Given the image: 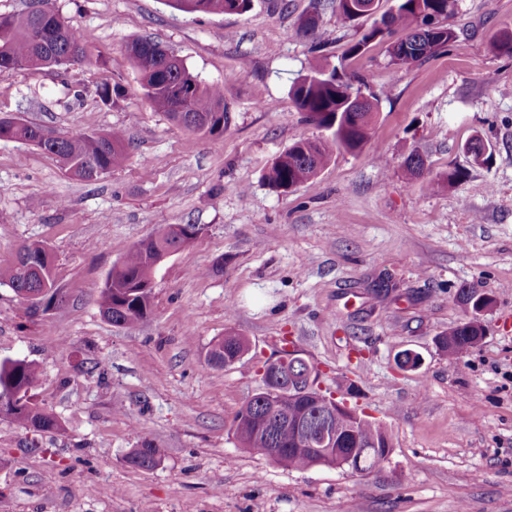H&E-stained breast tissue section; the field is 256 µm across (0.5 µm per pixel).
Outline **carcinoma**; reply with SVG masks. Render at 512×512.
Returning <instances> with one entry per match:
<instances>
[{"label":"carcinoma","instance_id":"obj_1","mask_svg":"<svg viewBox=\"0 0 512 512\" xmlns=\"http://www.w3.org/2000/svg\"><path fill=\"white\" fill-rule=\"evenodd\" d=\"M456 0H397L396 8L373 22L361 38L345 52L344 60L357 56L376 40L387 43L389 65L408 68L422 63L445 48L455 38L448 19L454 13ZM170 4L191 14L244 13L251 0H170ZM39 13L27 9L12 14H0V76L7 75L4 66L21 62L29 68H50L71 65L85 53L78 32L59 13H53L46 25L55 28L53 39L36 45L30 31ZM128 55L141 78L144 96L150 108L165 113L171 120L193 117L197 124L187 127L192 133L214 136L228 127L227 107L219 112L214 105L224 102V88L205 84L191 73L183 60L166 55L162 45L151 38H137L127 46ZM193 86L192 95L184 100L176 88ZM291 98L305 119L326 131L318 141L298 140L274 158L265 174L270 186L279 190L315 177L338 150L355 151L367 142L378 103L361 95V89L347 77L345 68L318 65L291 87ZM40 124L15 116L0 117V140L17 141L51 152L72 177L92 182L121 166L128 159L126 137L122 130L104 132H64L62 137L44 140L35 129ZM412 177L423 175L426 161L418 151H411L404 160ZM196 224H168L157 234L138 242L120 266L112 268L101 290L100 309L108 321L117 326L145 320L153 306L154 259L161 253L189 246L200 233ZM28 254L35 255L41 268L34 270L25 261L0 265V284L12 290L43 292L41 301L51 303L58 294L55 280L45 277L47 267L54 265L55 255L40 242L25 245ZM457 353L469 349L477 333L464 322L453 327ZM247 341L236 332H229L214 343L207 363L223 367L225 362L242 356ZM309 376L303 381L307 393L288 397V389L277 392L266 389L253 395L234 419V435L240 447L257 449L277 466L288 470H304L321 465L323 455L300 450L288 422L298 418L313 426L327 420L318 401L334 402L322 394L317 378L311 376L313 365L305 367ZM39 379L38 368L25 360H15L10 369L0 366V388H11L22 401L10 420L35 432L59 429L56 418L31 402V391ZM336 432V446L330 450L334 458H353L359 473L370 472L383 465L382 444L391 441L386 429L352 409L338 413L330 420ZM163 451L154 441L142 439L125 455V462L136 469L152 470L162 462Z\"/></svg>","mask_w":512,"mask_h":512}]
</instances>
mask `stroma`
Wrapping results in <instances>:
<instances>
[{"mask_svg": "<svg viewBox=\"0 0 512 512\" xmlns=\"http://www.w3.org/2000/svg\"><path fill=\"white\" fill-rule=\"evenodd\" d=\"M92 62L0 77V113L60 131L122 129L125 164L86 183L52 155L0 141V264L40 241L60 297L31 306L0 285V360L35 364L34 402L59 430L0 418V512H512V57L493 45L512 0H456V33L398 69L381 44L356 58L379 100L361 150L282 192L271 161L323 131L289 95L317 63H338L369 19L345 24L332 0H252L243 14H187L167 0H51ZM315 18L321 49L298 29ZM152 36L199 79L224 87L223 135L153 111L126 46ZM121 89L112 105L102 83ZM492 156L473 164L464 144ZM453 184L425 191L411 151ZM167 224L202 229L154 272L151 316L116 326L100 313L107 274ZM488 295L486 336L451 358L435 339ZM249 349L207 355L228 331ZM388 431V462L366 474L289 471L239 446L233 421L263 387L281 340ZM420 354L402 370L395 356ZM165 456L129 467L141 438Z\"/></svg>", "mask_w": 512, "mask_h": 512, "instance_id": "stroma-1", "label": "stroma"}]
</instances>
